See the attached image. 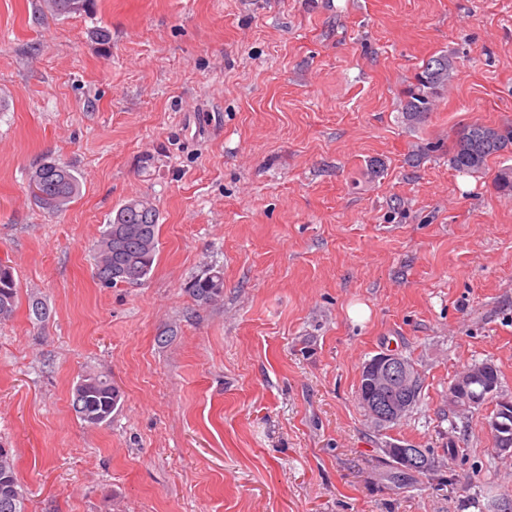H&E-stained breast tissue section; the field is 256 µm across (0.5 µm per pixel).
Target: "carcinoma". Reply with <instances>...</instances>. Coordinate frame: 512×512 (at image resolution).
<instances>
[{"mask_svg": "<svg viewBox=\"0 0 512 512\" xmlns=\"http://www.w3.org/2000/svg\"><path fill=\"white\" fill-rule=\"evenodd\" d=\"M93 0H42L43 13L54 18L87 12ZM457 76L456 57L450 53L424 61L413 80L402 92L403 118L413 124L425 123L436 102L442 98ZM512 152V124L492 128L474 123L461 129L451 147L448 161L459 172L478 173L495 156ZM47 170L39 163L30 176L39 193H31L35 204L49 215H58L82 193L77 172L68 164L52 160ZM159 211L148 196L127 200L116 211L100 235L95 250V270L105 287L118 284L140 285L153 271L159 251ZM133 268V278H112L117 264ZM224 290L221 269L212 267L205 275L190 281L187 291L199 301H212ZM18 300V286L12 267L0 262V322L13 317ZM121 400L119 390L102 375L88 374L77 381L71 406L76 416L89 426H99L112 419ZM0 512H25L24 492L19 483L11 450L0 447Z\"/></svg>", "mask_w": 512, "mask_h": 512, "instance_id": "obj_1", "label": "carcinoma"}]
</instances>
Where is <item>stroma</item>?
<instances>
[{
	"label": "stroma",
	"mask_w": 512,
	"mask_h": 512,
	"mask_svg": "<svg viewBox=\"0 0 512 512\" xmlns=\"http://www.w3.org/2000/svg\"><path fill=\"white\" fill-rule=\"evenodd\" d=\"M0 0V445L27 512H512V457L448 389L491 361L512 396V196L447 147L512 122V0H95L47 18ZM110 33L109 43L93 37ZM455 82L409 125L401 92L430 56ZM435 151H426L428 143ZM82 195L51 216L28 192L43 159ZM156 204L160 251L139 286L102 287L116 210ZM224 271V292L189 281ZM48 315L36 320L31 299ZM395 352L421 397L379 427L356 395ZM111 378L112 421L71 407ZM460 450L398 488L384 449ZM18 300V286L12 267L0 262V322L13 317ZM224 290V276L220 268L211 267L205 276L190 281L187 291L198 301H212ZM121 400L119 390L107 377L88 374L77 381L71 406L76 416L89 426H99L112 419Z\"/></svg>",
	"instance_id": "35a3bbf8"
}]
</instances>
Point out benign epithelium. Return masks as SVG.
I'll list each match as a JSON object with an SVG mask.
<instances>
[{
	"instance_id": "benign-epithelium-1",
	"label": "benign epithelium",
	"mask_w": 512,
	"mask_h": 512,
	"mask_svg": "<svg viewBox=\"0 0 512 512\" xmlns=\"http://www.w3.org/2000/svg\"><path fill=\"white\" fill-rule=\"evenodd\" d=\"M366 387L360 392L365 412L377 422H395L410 409L417 393L418 370L398 353L380 354L364 365ZM483 384V395L493 399L499 388L490 379L488 366L469 368L457 377L448 394V403L455 412L469 411L476 405L470 393V384L476 380ZM499 413L486 420V430L497 435L509 429L507 418L512 416V403L499 401ZM394 459L404 465L428 467L427 456L418 448H392Z\"/></svg>"
}]
</instances>
